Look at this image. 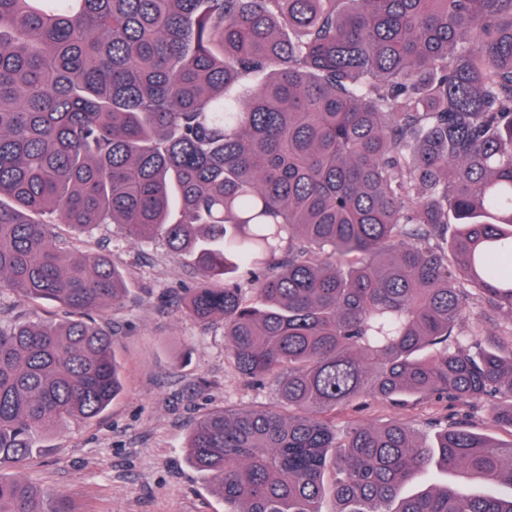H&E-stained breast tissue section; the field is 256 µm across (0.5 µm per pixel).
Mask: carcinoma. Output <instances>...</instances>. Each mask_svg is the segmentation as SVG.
<instances>
[{
    "label": "carcinoma",
    "mask_w": 512,
    "mask_h": 512,
    "mask_svg": "<svg viewBox=\"0 0 512 512\" xmlns=\"http://www.w3.org/2000/svg\"><path fill=\"white\" fill-rule=\"evenodd\" d=\"M58 224L192 256L184 312L274 385L188 431L224 512H319L329 469L336 512H512V444L330 418L445 394L512 429V0H0V282L67 310L0 326V512H74L4 471L123 388L90 318L123 274ZM434 459L490 490L403 495Z\"/></svg>",
    "instance_id": "obj_1"
}]
</instances>
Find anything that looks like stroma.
<instances>
[{
	"instance_id": "stroma-1",
	"label": "stroma",
	"mask_w": 512,
	"mask_h": 512,
	"mask_svg": "<svg viewBox=\"0 0 512 512\" xmlns=\"http://www.w3.org/2000/svg\"><path fill=\"white\" fill-rule=\"evenodd\" d=\"M57 233L71 249L105 256L125 275L122 298L97 316L112 332L124 390L97 418L49 430L45 451L19 476L66 497L75 512H224L215 481L188 458L187 431L210 409L278 406L274 387L239 374L225 349L223 323L201 324L182 313L178 300L194 282L188 257L159 242L131 243L116 224L82 234L63 226ZM64 316L55 302H22L0 286L2 324ZM451 410L438 396L404 408L366 400L338 411L336 424L342 430L400 419L428 446L434 421Z\"/></svg>"
}]
</instances>
